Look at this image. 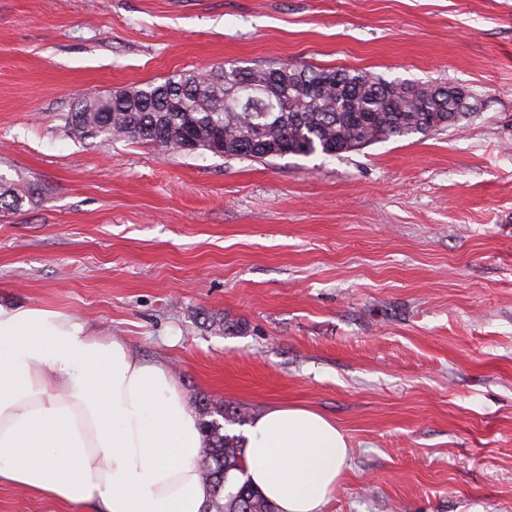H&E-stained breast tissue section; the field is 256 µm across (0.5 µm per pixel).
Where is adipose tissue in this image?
Here are the masks:
<instances>
[{
	"label": "adipose tissue",
	"instance_id": "ef3b65f1",
	"mask_svg": "<svg viewBox=\"0 0 512 512\" xmlns=\"http://www.w3.org/2000/svg\"><path fill=\"white\" fill-rule=\"evenodd\" d=\"M241 444L277 512H321L348 457L335 422L299 406L266 407ZM203 446L167 364L62 312L0 307V485L91 512H205Z\"/></svg>",
	"mask_w": 512,
	"mask_h": 512
}]
</instances>
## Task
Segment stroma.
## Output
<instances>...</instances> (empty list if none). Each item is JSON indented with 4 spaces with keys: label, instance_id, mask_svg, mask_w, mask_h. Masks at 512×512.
I'll list each match as a JSON object with an SVG mask.
<instances>
[{
    "label": "stroma",
    "instance_id": "35a3bbf8",
    "mask_svg": "<svg viewBox=\"0 0 512 512\" xmlns=\"http://www.w3.org/2000/svg\"><path fill=\"white\" fill-rule=\"evenodd\" d=\"M468 88L428 136L267 161L77 138L80 98L227 62ZM0 306L76 316L189 403L334 420L322 512H512V0H0ZM32 190L22 182L7 181L0 176V209H18L31 196Z\"/></svg>",
    "mask_w": 512,
    "mask_h": 512
}]
</instances>
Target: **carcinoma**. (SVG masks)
<instances>
[{
	"instance_id": "cac0c4a2",
	"label": "carcinoma",
	"mask_w": 512,
	"mask_h": 512,
	"mask_svg": "<svg viewBox=\"0 0 512 512\" xmlns=\"http://www.w3.org/2000/svg\"><path fill=\"white\" fill-rule=\"evenodd\" d=\"M458 85L386 81L339 68L273 62L255 68L226 63L197 74L148 82L103 100L83 99L65 114L80 137L126 139L173 153L208 151L264 161L284 155L334 156L391 138L425 135L469 114ZM32 190L0 176V209H17ZM206 445L198 468L212 488L210 512H276L245 480L240 439L225 432L222 403L197 402Z\"/></svg>"
}]
</instances>
